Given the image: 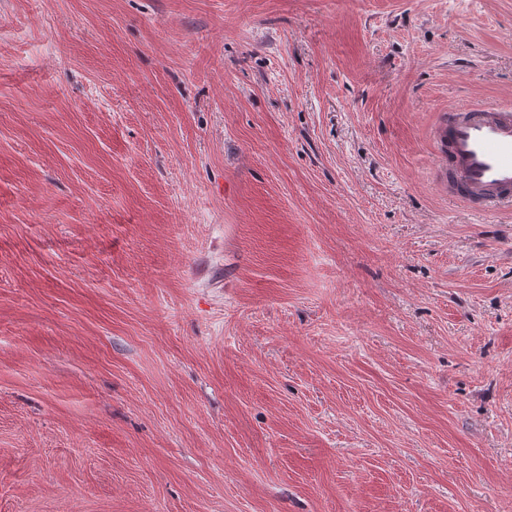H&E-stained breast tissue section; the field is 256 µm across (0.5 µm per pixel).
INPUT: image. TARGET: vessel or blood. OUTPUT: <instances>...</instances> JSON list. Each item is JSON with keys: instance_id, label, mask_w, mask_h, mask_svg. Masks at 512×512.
Wrapping results in <instances>:
<instances>
[{"instance_id": "obj_1", "label": "vessel or blood", "mask_w": 512, "mask_h": 512, "mask_svg": "<svg viewBox=\"0 0 512 512\" xmlns=\"http://www.w3.org/2000/svg\"><path fill=\"white\" fill-rule=\"evenodd\" d=\"M449 197L484 211L512 206V105L452 108L438 128Z\"/></svg>"}]
</instances>
